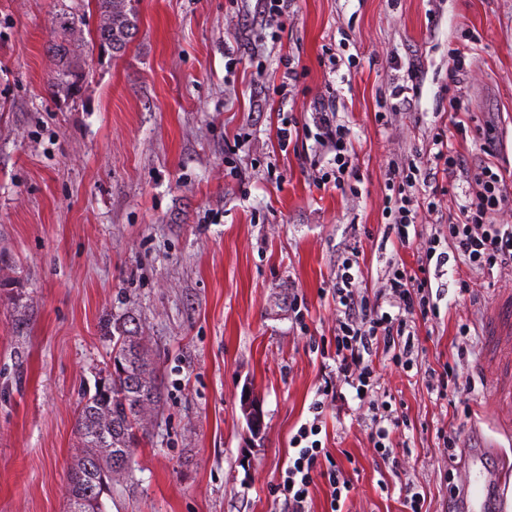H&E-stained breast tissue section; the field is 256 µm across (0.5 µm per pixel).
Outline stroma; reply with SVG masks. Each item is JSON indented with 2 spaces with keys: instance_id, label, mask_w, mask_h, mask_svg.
Returning <instances> with one entry per match:
<instances>
[{
  "instance_id": "35a3bbf8",
  "label": "stroma",
  "mask_w": 512,
  "mask_h": 512,
  "mask_svg": "<svg viewBox=\"0 0 512 512\" xmlns=\"http://www.w3.org/2000/svg\"><path fill=\"white\" fill-rule=\"evenodd\" d=\"M62 5L0 0V512H68L76 407L129 314L164 390L105 512H280L273 491L311 417L320 349L334 343L338 263L362 249L374 295L390 269L426 259L389 225L387 181L428 169L440 128L459 163L429 180L443 215L466 204L483 167L512 173V0H296L274 32L257 0H137L138 30L116 55L94 43L96 0H74L84 77L71 97L52 85ZM287 62L297 77L281 94ZM398 84L406 100L393 98ZM328 97L352 144L338 186L316 182L330 156L302 132ZM285 116L301 132L283 149ZM441 250L429 261L439 313L415 321L413 367L372 361L407 422L393 462L371 443L369 401L326 404L319 438L354 483L343 512H406L411 486L426 512H451L463 469L447 435L512 458V335L494 343L484 326L512 296V270ZM445 362L459 379L441 397L428 372ZM247 392L264 413L257 440Z\"/></svg>"
}]
</instances>
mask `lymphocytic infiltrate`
Segmentation results:
<instances>
[{
  "instance_id": "1",
  "label": "lymphocytic infiltrate",
  "mask_w": 512,
  "mask_h": 512,
  "mask_svg": "<svg viewBox=\"0 0 512 512\" xmlns=\"http://www.w3.org/2000/svg\"><path fill=\"white\" fill-rule=\"evenodd\" d=\"M312 124L315 140L334 153L333 164L321 172L319 183L327 184L349 175V129L338 123L334 102L320 103L312 114ZM422 181L420 168L410 166L404 185L394 188L387 197V213L403 245L409 242V229L416 225L419 211L431 215L438 211L434 194L415 195L414 190ZM505 189L503 176L484 168L470 202L448 224L449 239L472 268H512V225L495 221ZM360 256V250H352L343 258L336 274L332 297L338 312V329L331 356L336 378L319 388L309 407L312 420L302 423L289 441L292 453L275 487L283 500L284 512H311L312 491L320 484L327 489L330 512H341V503L348 499L353 483L319 440L325 403L337 398V386L341 383L356 392L374 393L376 384L368 359L376 353H385L393 363L410 367L414 344L405 339L406 328L416 316L436 312L427 277L403 269L389 275L383 297L362 294L353 274Z\"/></svg>"
}]
</instances>
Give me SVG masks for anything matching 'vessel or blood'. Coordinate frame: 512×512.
<instances>
[{
	"mask_svg": "<svg viewBox=\"0 0 512 512\" xmlns=\"http://www.w3.org/2000/svg\"><path fill=\"white\" fill-rule=\"evenodd\" d=\"M492 318L487 325L491 334L512 329V302L493 305ZM466 480L462 486V512H506L503 489L506 483L502 469L491 468L485 449L470 448L465 455Z\"/></svg>",
	"mask_w": 512,
	"mask_h": 512,
	"instance_id": "obj_1",
	"label": "vessel or blood"
}]
</instances>
